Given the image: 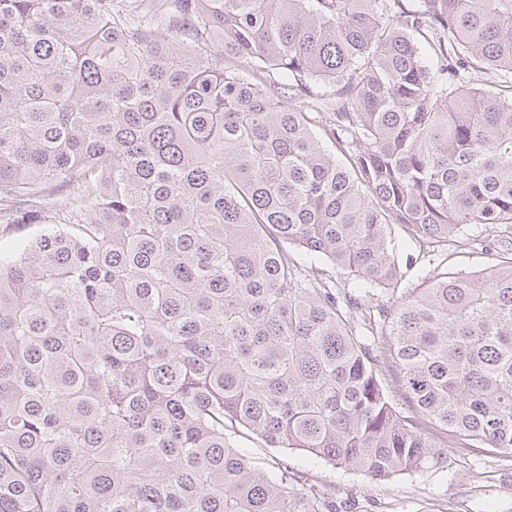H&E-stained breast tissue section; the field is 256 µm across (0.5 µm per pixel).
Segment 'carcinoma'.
<instances>
[{
  "mask_svg": "<svg viewBox=\"0 0 512 512\" xmlns=\"http://www.w3.org/2000/svg\"><path fill=\"white\" fill-rule=\"evenodd\" d=\"M475 70L512 80V0H0V512H336L245 437L512 451V261L399 293L391 246L512 239ZM289 245L391 291L369 332Z\"/></svg>",
  "mask_w": 512,
  "mask_h": 512,
  "instance_id": "obj_1",
  "label": "carcinoma"
}]
</instances>
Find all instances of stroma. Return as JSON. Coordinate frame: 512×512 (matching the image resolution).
<instances>
[{
  "label": "stroma",
  "instance_id": "35a3bbf8",
  "mask_svg": "<svg viewBox=\"0 0 512 512\" xmlns=\"http://www.w3.org/2000/svg\"><path fill=\"white\" fill-rule=\"evenodd\" d=\"M493 234L481 224L467 225L460 235L449 270L471 273L483 268L482 240ZM289 253L298 260L303 276L348 294L368 307L387 302L389 293L380 288H358L351 276L329 262L310 263L296 246ZM278 459L301 483L332 488L338 501L350 512H512V453L494 448H471L453 453L441 467L424 468L378 481L352 470L316 460L298 450H276Z\"/></svg>",
  "mask_w": 512,
  "mask_h": 512
}]
</instances>
